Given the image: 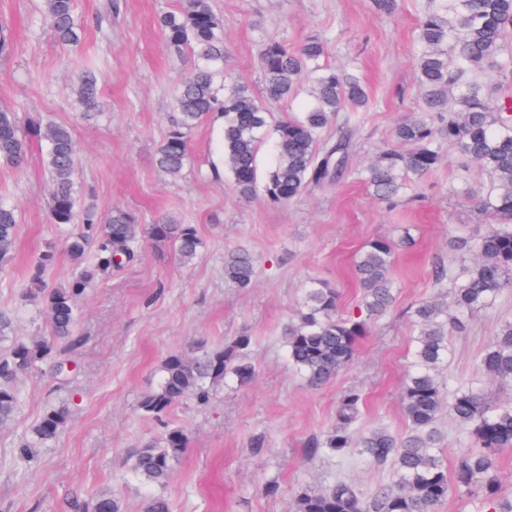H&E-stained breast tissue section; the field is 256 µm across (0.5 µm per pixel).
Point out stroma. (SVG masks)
<instances>
[{
	"label": "stroma",
	"mask_w": 512,
	"mask_h": 512,
	"mask_svg": "<svg viewBox=\"0 0 512 512\" xmlns=\"http://www.w3.org/2000/svg\"><path fill=\"white\" fill-rule=\"evenodd\" d=\"M428 0H398L395 14L380 15L374 0H212L224 20L227 83L262 95L257 53L261 41L277 37L297 46L313 34L328 45V66L357 67L369 108L353 164L365 166L394 144L396 126L421 109L413 56L414 29ZM102 0H76L87 21L83 46L59 44L43 23L40 0H0V103L24 124L71 127L80 165L75 182L81 202L105 214L121 206L149 224L174 214L195 225L203 241L194 265L180 264L166 247L144 243L141 261L92 285L77 312L80 346L64 373L39 367L20 385L14 419L0 426V512H71L73 495L89 499L110 488L124 512H140L147 493L121 461L136 446L159 438L165 425L183 427L188 445L165 488L174 512H293L297 496L346 478L364 493L391 483L389 469L351 456L309 457L307 442L336 420L340 395L362 391L360 427L385 425L406 433L400 391L414 351L412 310L439 294L433 271L448 258L452 237L475 240L489 221L466 196L488 182L471 166L460 182L455 164L445 163L390 205L348 176L325 191H311L278 206L262 196L239 198L212 166L221 150L220 127L205 120L195 130L190 161L181 178L156 165V149L174 110V89L192 65L191 55L170 52L158 29L160 12L179 0H123L120 14L98 22ZM99 72L101 114L83 116L71 95L83 58ZM0 201L14 206L19 227L17 257L0 269V310L13 316L12 336L31 340L50 329L37 303H22L31 261L47 245H60L64 230L48 217L49 186L39 143L27 167L0 164ZM392 269L396 301L376 319L348 370L319 389L307 386L288 360L283 327L295 317L312 280L337 288L340 311L355 313L360 285L354 274L359 249L371 238H400ZM243 247L253 255L257 283L242 292L224 277V254ZM512 320V291L467 319L448 338V361L439 371L445 394L479 381L488 399L512 403V388L477 379L475 360L500 324ZM240 335L252 338L249 357L257 369L247 385L225 380L212 389L209 405L185 401L162 419L145 418L141 396L155 389L163 360L202 341L221 346ZM68 406L66 427L34 462L17 461V444L52 407ZM266 435L265 448L251 445ZM275 494H267L268 485Z\"/></svg>",
	"instance_id": "obj_1"
}]
</instances>
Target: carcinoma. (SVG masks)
I'll list each match as a JSON object with an SVG mask.
<instances>
[{
	"mask_svg": "<svg viewBox=\"0 0 512 512\" xmlns=\"http://www.w3.org/2000/svg\"><path fill=\"white\" fill-rule=\"evenodd\" d=\"M41 11L57 42L82 43L85 24L75 13V0H41ZM158 26L171 51L196 58L175 90V112L157 148L156 162L162 171L180 176L190 158L192 133L208 116L220 113L224 169L239 197L250 199L260 193L271 204L286 205L313 188L325 189L343 178L369 97L354 72H337L322 63L327 45L321 38L311 37L298 47L276 38L264 40L257 57L265 90L260 99L248 88L224 81V22L211 0H181L179 8L160 15ZM511 33L512 0H429L419 20L415 70L422 115L396 128L398 145L377 152L363 169L362 179L376 198L392 201L442 163L440 145L446 142L460 171L475 164L488 174L489 184L471 200L494 224L473 244L455 237L448 265L436 268V283L448 282L451 305L428 300L413 310L415 348L400 396L410 430L397 436L386 427L359 429L363 395L349 390L339 398L336 423L310 442L311 456L357 455L375 467L388 466L392 483L368 497L357 485L338 477L324 488L300 493L296 512H436L453 492L489 498L493 512H512V497L498 495L500 454L512 447V405H491L475 382L458 387L446 403L437 379L438 367L448 357V336L463 329L467 317L512 290V116L507 101L494 98L512 77ZM304 81L310 85L308 108L297 117L271 124L273 106L295 97ZM98 82V73L85 69L73 88L75 102L86 110L99 109ZM338 116L336 135H326ZM269 127L275 134V161L261 179L259 134ZM33 138L44 147L42 162L52 185L51 223L80 222L82 228L65 240L72 265L66 285L50 287L44 279L57 259L53 245L43 250L31 269L26 295L40 298L51 336L36 341L10 338L6 332L11 329V317L0 312V342H10L0 352L1 425L18 410L20 380L37 364H54L58 352L78 345L73 335L77 303L98 277L139 261L144 241L171 248L184 265L194 264L202 249L197 228L173 216L142 224L124 208H114L102 217L94 206H80L71 128L47 123L26 130L18 113L1 104L0 163L21 167ZM17 234V211L1 202L0 267L14 259ZM411 241L408 233L397 241L374 237L358 251L355 271L361 301L356 317L340 314L338 292L328 283L315 280L304 288L296 318L284 327L283 337L289 360L309 386L321 387L348 368L371 320L393 306L395 255ZM90 247L93 261L87 263ZM463 250L474 252L476 259L461 254ZM224 274L237 287L251 288L255 265L250 253L236 249L225 256ZM250 345L251 337L238 336L222 347L208 348L200 342L189 353L169 354L161 365L159 386L141 397L142 415L158 418L187 398L206 405L213 385L229 375L240 384L252 382L256 369L246 359ZM476 374L512 386L511 321L500 326L478 356ZM445 404L459 424L469 427L471 436L451 476L440 456L438 419ZM69 416L64 405L47 411L30 436L21 439L18 458L32 462L34 449L54 442ZM187 444L184 429L173 426L126 456L127 472L153 489L141 512H173L162 490ZM72 506L74 512H124L121 497L110 489Z\"/></svg>",
	"mask_w": 512,
	"mask_h": 512,
	"instance_id": "1",
	"label": "carcinoma"
}]
</instances>
